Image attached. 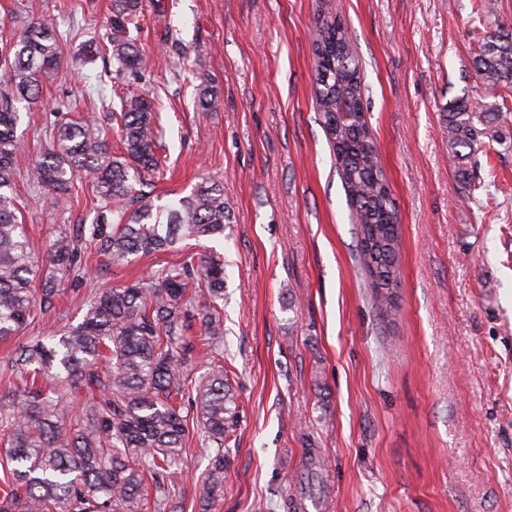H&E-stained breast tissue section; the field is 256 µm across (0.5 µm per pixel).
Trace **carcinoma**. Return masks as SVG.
Returning <instances> with one entry per match:
<instances>
[{
  "instance_id": "1",
  "label": "carcinoma",
  "mask_w": 512,
  "mask_h": 512,
  "mask_svg": "<svg viewBox=\"0 0 512 512\" xmlns=\"http://www.w3.org/2000/svg\"><path fill=\"white\" fill-rule=\"evenodd\" d=\"M147 0H112L109 51L117 71L147 67L137 45ZM60 37L34 16L26 31L0 47V340L55 307L58 290L32 287L34 273L24 215L16 193L14 161L26 148L17 134L20 108L40 102V86L61 65ZM314 100L330 134L336 167L357 214L356 260L372 278L373 299L389 313L388 280L398 282L399 221L362 105L359 60L341 21L316 26ZM475 76L491 88H512V30L486 32L473 61ZM120 133L111 153L95 120L53 125L52 148L27 172V181L58 204L84 172L99 201L77 235L59 233L48 249L49 266L74 279L90 265L82 241L119 266L140 254L162 253L186 239L224 235L231 213L220 185L203 181L170 204L155 205L142 187L160 171L163 129L154 101L119 99L109 113ZM499 108L472 110L464 98L445 113L448 154L458 182L477 178L472 156L483 138L499 144ZM224 259L211 253L186 257L125 288L105 291L87 305L82 321L38 341L0 364V385L20 375L21 414L0 413L10 429L9 491L0 512H174L168 483L179 466L190 426L203 430L210 464L199 495L216 507L224 493L227 441L238 411L224 367ZM207 367L196 378L200 361ZM91 391L76 411L65 408L69 390Z\"/></svg>"
}]
</instances>
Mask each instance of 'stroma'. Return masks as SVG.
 Here are the masks:
<instances>
[{"instance_id": "1", "label": "stroma", "mask_w": 512, "mask_h": 512, "mask_svg": "<svg viewBox=\"0 0 512 512\" xmlns=\"http://www.w3.org/2000/svg\"><path fill=\"white\" fill-rule=\"evenodd\" d=\"M39 16L82 35L44 81L19 126L27 171L47 127L96 115L117 133L107 98L145 94L163 126L167 167L154 203L219 182L232 221L223 238L185 240L164 257L60 275L50 312L0 341V363L81 321L98 293L186 256L224 258V360L240 423L217 512H291L303 494L318 512H512V151L486 144L466 189L448 158L444 115L467 97L499 105L512 139V89L485 88L472 61L486 31L512 29V0H150L140 48L150 67L114 74L78 63L84 40L107 37L110 0H38ZM340 19L360 62L363 107L401 232L390 315L375 309L355 260L356 223L313 99L312 34ZM218 90L203 110L199 91ZM84 175L65 206L18 179L36 257L59 231L90 223L97 200ZM191 433L170 479L185 512H205L208 466Z\"/></svg>"}]
</instances>
